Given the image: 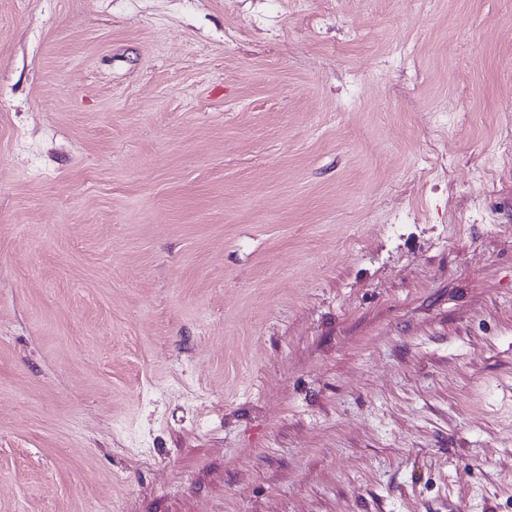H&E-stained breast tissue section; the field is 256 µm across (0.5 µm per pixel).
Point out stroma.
<instances>
[{"label": "stroma", "instance_id": "35a3bbf8", "mask_svg": "<svg viewBox=\"0 0 512 512\" xmlns=\"http://www.w3.org/2000/svg\"><path fill=\"white\" fill-rule=\"evenodd\" d=\"M512 0H0V512H512Z\"/></svg>", "mask_w": 512, "mask_h": 512}]
</instances>
